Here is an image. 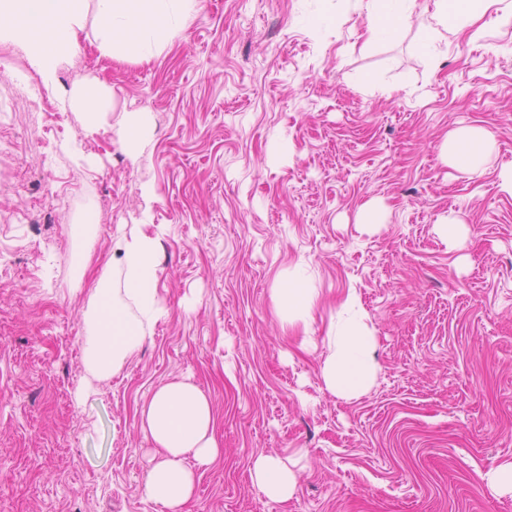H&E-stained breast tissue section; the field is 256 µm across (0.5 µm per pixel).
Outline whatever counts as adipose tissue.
Here are the masks:
<instances>
[{"label":"adipose tissue","mask_w":512,"mask_h":512,"mask_svg":"<svg viewBox=\"0 0 512 512\" xmlns=\"http://www.w3.org/2000/svg\"><path fill=\"white\" fill-rule=\"evenodd\" d=\"M199 4L200 0H0V41L14 43L49 79L60 59L73 50L75 36L92 12L98 20L100 48L115 58L147 62L171 32L186 27ZM494 5L501 6L503 18L512 21V4L504 0H434L432 20L420 24L427 46H434L442 31L473 25ZM415 6L416 0H379L369 18L371 39L394 37L402 23L412 20ZM445 150L451 166L477 173L492 165L498 147L492 132L468 127L449 131ZM123 269V294L99 280L84 313L83 359L98 376L115 371L132 357L160 311L153 244L129 242ZM363 316L358 300L351 297L332 324L335 350L323 376L334 393L363 389L373 377V339L363 328ZM141 428L163 451L162 460L147 474L146 493L165 512H180L193 495L196 467L211 465L222 453L212 401L191 382H170L143 406ZM252 474L258 489L273 500L287 498L295 480L287 463L271 455L258 456Z\"/></svg>","instance_id":"1"}]
</instances>
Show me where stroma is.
<instances>
[{
	"label": "stroma",
	"instance_id": "35a3bbf8",
	"mask_svg": "<svg viewBox=\"0 0 512 512\" xmlns=\"http://www.w3.org/2000/svg\"><path fill=\"white\" fill-rule=\"evenodd\" d=\"M374 8L338 0L321 26L297 23L299 0H203L147 63L103 54L91 15L51 82L0 42L32 97L0 82V512H164L140 410L177 380L211 398L224 448L181 512H512L489 479L512 463V23L430 49L413 22L370 40ZM87 81L112 95L92 125L66 103ZM130 112L154 125L134 149ZM457 126L494 133L493 167L448 165ZM134 239L155 246L161 311L96 377L83 314ZM299 266L309 310L279 300ZM350 295L376 371L340 396L322 370ZM262 454L295 474L287 500L254 487ZM97 207V201L93 194H87L79 201L83 222L75 228V236L78 240L86 236L92 226L91 224H95Z\"/></svg>",
	"mask_w": 512,
	"mask_h": 512
}]
</instances>
